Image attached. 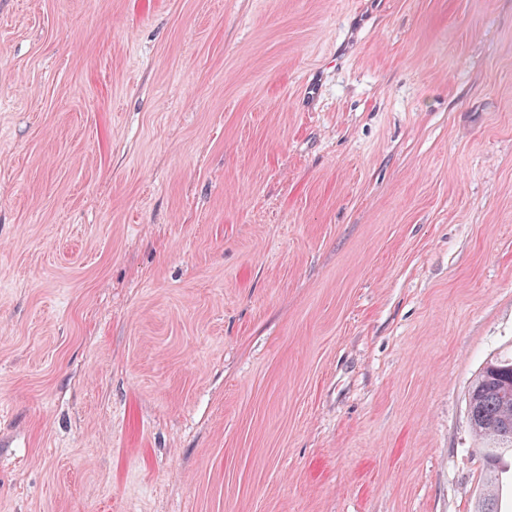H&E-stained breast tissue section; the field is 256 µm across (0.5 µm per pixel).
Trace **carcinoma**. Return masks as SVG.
Returning <instances> with one entry per match:
<instances>
[{
  "mask_svg": "<svg viewBox=\"0 0 512 512\" xmlns=\"http://www.w3.org/2000/svg\"><path fill=\"white\" fill-rule=\"evenodd\" d=\"M468 418L482 440L486 472L475 512L498 508L504 483L512 480V354L489 359L468 393Z\"/></svg>",
  "mask_w": 512,
  "mask_h": 512,
  "instance_id": "carcinoma-1",
  "label": "carcinoma"
}]
</instances>
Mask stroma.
Wrapping results in <instances>:
<instances>
[{
    "instance_id": "obj_1",
    "label": "stroma",
    "mask_w": 512,
    "mask_h": 512,
    "mask_svg": "<svg viewBox=\"0 0 512 512\" xmlns=\"http://www.w3.org/2000/svg\"><path fill=\"white\" fill-rule=\"evenodd\" d=\"M512 350V0H0V512H474Z\"/></svg>"
}]
</instances>
